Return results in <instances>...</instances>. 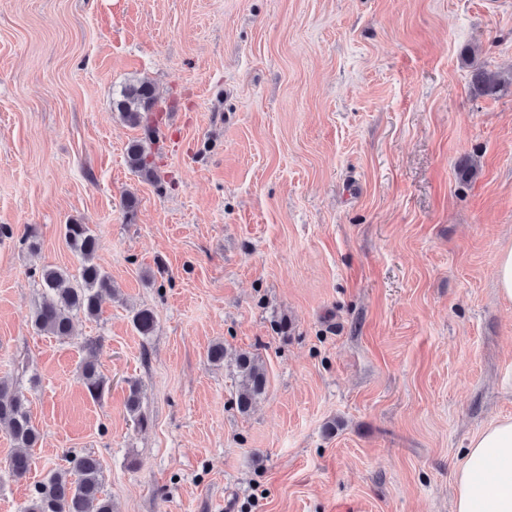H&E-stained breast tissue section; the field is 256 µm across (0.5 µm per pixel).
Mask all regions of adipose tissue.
Wrapping results in <instances>:
<instances>
[{
    "label": "adipose tissue",
    "mask_w": 512,
    "mask_h": 512,
    "mask_svg": "<svg viewBox=\"0 0 512 512\" xmlns=\"http://www.w3.org/2000/svg\"><path fill=\"white\" fill-rule=\"evenodd\" d=\"M453 512H512V418L470 441L455 475Z\"/></svg>",
    "instance_id": "ef3b65f1"
}]
</instances>
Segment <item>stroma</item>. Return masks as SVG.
<instances>
[{
	"label": "stroma",
	"instance_id": "obj_1",
	"mask_svg": "<svg viewBox=\"0 0 512 512\" xmlns=\"http://www.w3.org/2000/svg\"><path fill=\"white\" fill-rule=\"evenodd\" d=\"M474 51L512 75V0H0V379L41 432L17 478L0 428V512L82 453L113 512H452L512 418V84L475 95ZM143 79L157 184L112 105ZM75 221L116 294L63 341L31 314L42 267L79 272ZM495 282L499 294L512 300V245L502 247L495 262ZM237 374L241 378V388L237 396L239 409L246 413L253 404L266 393L267 378L258 358L251 352H240L235 358ZM81 381L92 399H101L106 388V378L93 359H86L81 370Z\"/></svg>",
	"mask_w": 512,
	"mask_h": 512
}]
</instances>
